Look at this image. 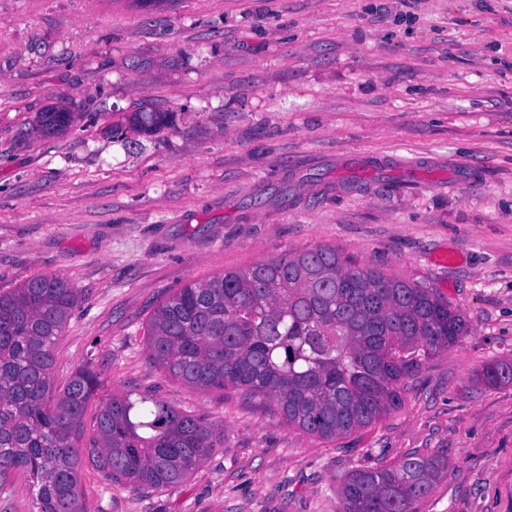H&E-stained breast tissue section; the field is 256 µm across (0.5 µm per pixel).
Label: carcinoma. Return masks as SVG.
I'll return each mask as SVG.
<instances>
[{"mask_svg":"<svg viewBox=\"0 0 512 512\" xmlns=\"http://www.w3.org/2000/svg\"><path fill=\"white\" fill-rule=\"evenodd\" d=\"M72 121L67 108L52 106L34 129L62 135ZM128 121L152 133L170 114L135 112ZM80 301L56 275L0 293V489L25 475L34 512H85L82 451L111 482L173 488L224 436L223 427L136 391L101 399L85 435L88 403L102 385L95 359L59 394L52 383L58 340ZM465 335L461 312L426 283L359 266L327 245L188 284L156 306L147 326L149 356L173 379L202 392H238L322 440L401 409L418 356ZM478 380L512 384V361L484 365ZM447 472L442 453L355 469L338 489L337 512H414Z\"/></svg>","mask_w":512,"mask_h":512,"instance_id":"carcinoma-1","label":"carcinoma"}]
</instances>
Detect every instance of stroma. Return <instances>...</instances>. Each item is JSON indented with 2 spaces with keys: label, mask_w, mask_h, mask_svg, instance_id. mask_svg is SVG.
<instances>
[{
  "label": "stroma",
  "mask_w": 512,
  "mask_h": 512,
  "mask_svg": "<svg viewBox=\"0 0 512 512\" xmlns=\"http://www.w3.org/2000/svg\"><path fill=\"white\" fill-rule=\"evenodd\" d=\"M58 102L69 130L36 132ZM320 245L466 318L400 410L327 441L152 363L178 288ZM37 275L84 296L54 388L91 358L105 393L224 428L174 489L82 461L88 512H337L349 472L411 452L448 456L416 512H512V385L477 378L512 358V0H0V293ZM129 124L143 131L153 133L170 121V113L167 112H134L128 118Z\"/></svg>",
  "instance_id": "35a3bbf8"
}]
</instances>
